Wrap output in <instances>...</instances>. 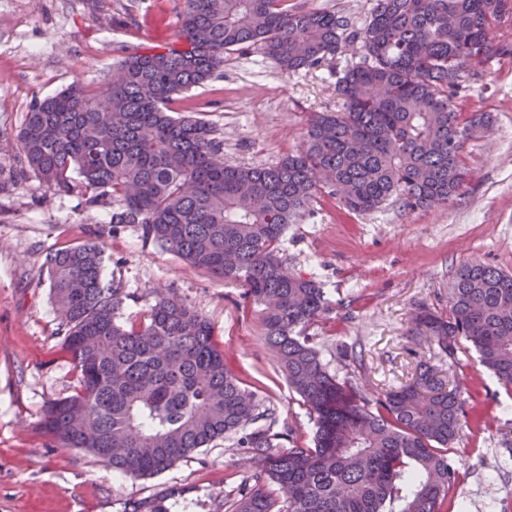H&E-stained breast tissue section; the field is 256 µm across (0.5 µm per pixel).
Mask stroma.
Here are the masks:
<instances>
[{
  "label": "stroma",
  "instance_id": "obj_1",
  "mask_svg": "<svg viewBox=\"0 0 512 512\" xmlns=\"http://www.w3.org/2000/svg\"><path fill=\"white\" fill-rule=\"evenodd\" d=\"M184 0H0V512H127L133 502L182 492L177 512H225L249 470L236 438L212 442L160 475L132 479L84 451L58 447L41 428L47 403L73 392L60 319L46 272L50 251L100 239L104 282H119L124 324L139 322L158 292L175 293L213 324L215 340L260 410L272 411L281 447L310 443L314 421L291 391L261 334V311L240 283L194 270L146 242L139 227H113L111 212L43 192L22 174L18 133L34 99L74 82L99 89L141 45L175 41ZM495 54L464 78L456 97L493 125L468 139L470 170L448 205L408 211L389 200L349 215L314 201L281 242L291 272L324 290L326 313L306 330L338 378L374 398L408 382L419 364L465 388L468 413L448 460L457 476L448 512H512V393L460 346L455 357L414 333L421 306L448 309V283L480 261L512 273V25L490 35ZM361 57L343 42L322 66L282 74L257 49L226 55L224 68L176 103L213 123L224 158L271 166L303 142L310 113L339 112V78Z\"/></svg>",
  "mask_w": 512,
  "mask_h": 512
}]
</instances>
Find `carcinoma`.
<instances>
[{
  "label": "carcinoma",
  "instance_id": "carcinoma-1",
  "mask_svg": "<svg viewBox=\"0 0 512 512\" xmlns=\"http://www.w3.org/2000/svg\"><path fill=\"white\" fill-rule=\"evenodd\" d=\"M507 21L512 0H376L361 29L290 0H185L175 43L138 48L98 90L76 82L34 100L19 131L22 173L112 208L113 225H139L195 269L242 282L245 299L263 307L288 386L315 418L312 446L278 449L273 413L227 368L202 314L160 295L139 324L118 323L124 290L103 282V247L88 241L47 259L76 385L47 407L45 433L133 479L237 434L253 470L234 488L233 512H393L398 501L400 512H446L448 443L467 400L429 366L373 401L330 373L305 334L326 311L323 288L288 272L281 240L320 197L349 215L389 199L410 211L454 200L469 175L465 143L491 124L486 112H461L457 90ZM347 39L362 57L338 81L345 111L312 113L303 147L275 166L225 162L213 124L174 115L230 51L255 46L294 73ZM448 305L445 316L420 308L417 329L450 357L466 341L512 390V273L464 264ZM410 473L417 485L405 494Z\"/></svg>",
  "mask_w": 512,
  "mask_h": 512
}]
</instances>
